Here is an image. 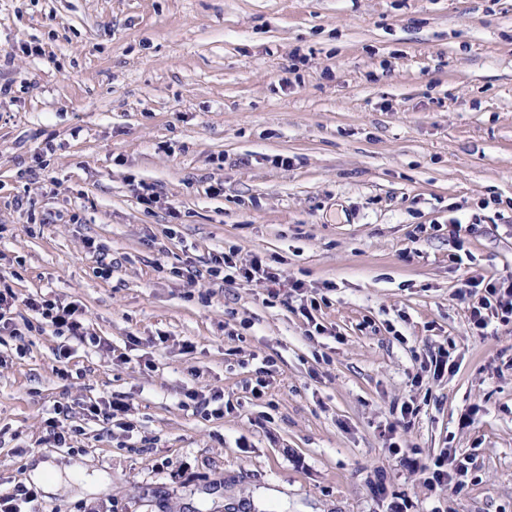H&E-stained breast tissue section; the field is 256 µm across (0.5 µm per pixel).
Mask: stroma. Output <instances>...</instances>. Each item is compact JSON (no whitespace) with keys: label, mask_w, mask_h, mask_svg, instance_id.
Returning <instances> with one entry per match:
<instances>
[{"label":"stroma","mask_w":512,"mask_h":512,"mask_svg":"<svg viewBox=\"0 0 512 512\" xmlns=\"http://www.w3.org/2000/svg\"><path fill=\"white\" fill-rule=\"evenodd\" d=\"M1 85L0 276L106 346L23 307L0 333V489L45 463L109 489L32 512H512V323L470 330L466 293L512 273V0H0ZM232 247L303 294L191 277ZM445 448L440 498L401 458ZM23 305L39 315L41 321L54 328L58 335L75 337L81 344H88L97 348H104L100 337L90 333L86 327V319L82 310L74 305L63 304L57 300L47 299L46 296L22 294L9 285L5 278H0V332L10 330L14 336L19 335L17 328H13L12 315L14 310ZM413 471L423 476V482L430 491L443 492L449 488L458 491L466 484V477L469 472L468 460H458L456 452L447 448L441 452L432 465H419L412 461Z\"/></svg>","instance_id":"obj_1"}]
</instances>
